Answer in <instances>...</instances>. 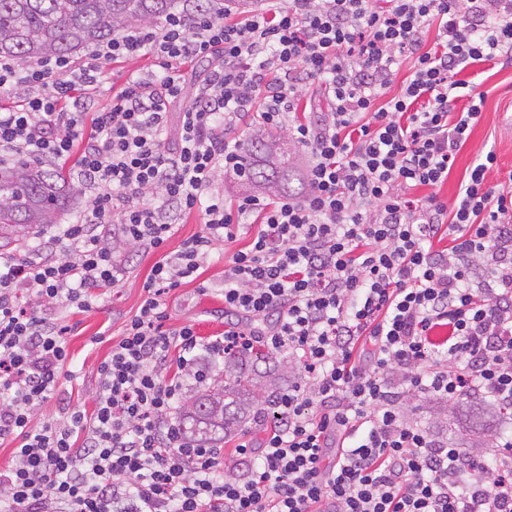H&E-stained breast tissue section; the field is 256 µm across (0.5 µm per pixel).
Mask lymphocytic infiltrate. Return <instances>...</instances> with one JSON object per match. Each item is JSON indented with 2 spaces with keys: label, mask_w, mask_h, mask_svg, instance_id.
Segmentation results:
<instances>
[{
  "label": "lymphocytic infiltrate",
  "mask_w": 512,
  "mask_h": 512,
  "mask_svg": "<svg viewBox=\"0 0 512 512\" xmlns=\"http://www.w3.org/2000/svg\"><path fill=\"white\" fill-rule=\"evenodd\" d=\"M510 53L512 0H273L239 20L187 0L77 59L0 55V162L74 164L90 197L42 252L0 253V440L17 442L0 512H512V439L483 465L408 409L419 393L512 403V177L489 182L490 151L454 202L434 192L481 115L482 95L459 103L463 72ZM407 56L401 94L382 100ZM142 57L160 73L131 72L100 103L105 66ZM202 61L188 93L184 68ZM310 82L332 108L300 122ZM253 117L308 152L302 193L226 201L220 175L246 174L227 130ZM419 186L428 195L410 198ZM193 212L204 231L167 251ZM242 231L223 335L166 329L162 296L211 291L201 268ZM123 245L161 254L146 297L99 367L92 408L37 425L68 360L57 312L91 311L118 284ZM257 343L296 381L277 399L280 424L235 445L240 477L171 412L187 380L207 379L201 357Z\"/></svg>",
  "instance_id": "lymphocytic-infiltrate-1"
}]
</instances>
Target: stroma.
<instances>
[{"mask_svg": "<svg viewBox=\"0 0 512 512\" xmlns=\"http://www.w3.org/2000/svg\"><path fill=\"white\" fill-rule=\"evenodd\" d=\"M463 77L472 82L475 92L483 94L484 103L480 120L459 151L447 183L439 191L440 198L448 203L453 202L467 168L481 153L491 150L497 156L499 171L490 174V181L512 172V61L493 67L477 64L468 68ZM248 241V236L241 234L232 242H216L213 259L204 272L215 283V290L202 294L190 283L172 291L163 300L167 327L190 323L205 338L223 332L224 297L218 286L224 281L225 265ZM159 258V253L153 251L121 253L124 277L96 308L87 313L63 310L64 321L71 328L66 338L70 359L60 373L57 393L36 411L40 421L50 423L60 419L66 403L92 402L98 388V368L119 340L126 321L142 303L144 280ZM410 407L414 420L435 438H451L466 444L470 429L462 412L447 413L443 404L427 395L413 397Z\"/></svg>", "mask_w": 512, "mask_h": 512, "instance_id": "obj_1", "label": "stroma"}]
</instances>
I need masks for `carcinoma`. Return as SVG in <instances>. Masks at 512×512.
<instances>
[{
  "label": "carcinoma",
  "instance_id": "cac0c4a2",
  "mask_svg": "<svg viewBox=\"0 0 512 512\" xmlns=\"http://www.w3.org/2000/svg\"><path fill=\"white\" fill-rule=\"evenodd\" d=\"M175 0H0V55L20 64L47 55H70L132 25L165 16ZM252 183L268 194L290 190L296 152L279 134L248 138L244 147ZM79 193L64 169L33 162L0 168V244L30 238L57 224ZM266 364L261 369L258 363ZM287 365L264 351L224 357V372L185 394L178 412L180 434L189 442L218 447L262 414L280 422L274 397Z\"/></svg>",
  "mask_w": 512,
  "mask_h": 512
}]
</instances>
